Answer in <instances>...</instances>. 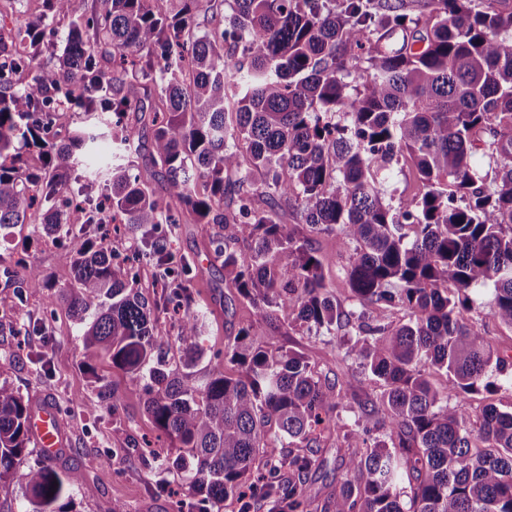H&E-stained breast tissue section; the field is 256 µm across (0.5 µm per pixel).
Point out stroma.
Wrapping results in <instances>:
<instances>
[{"instance_id":"stroma-1","label":"stroma","mask_w":512,"mask_h":512,"mask_svg":"<svg viewBox=\"0 0 512 512\" xmlns=\"http://www.w3.org/2000/svg\"><path fill=\"white\" fill-rule=\"evenodd\" d=\"M214 224H181L172 235V248L188 264L183 274L193 309L205 312L202 345L223 349L228 337L252 318L250 304L224 280V260L210 242L219 236ZM312 246L321 260L330 295L346 309L350 298L345 267L348 253L336 234H317ZM25 258L39 267L53 289L69 287L70 264L62 247L38 225L20 224L0 232V381L17 389L29 403H52L64 428L67 445L54 463L78 470L82 483L74 490L77 512H177L188 492L179 481L162 484V466L177 451L144 410L141 384L108 361L97 363L96 375L82 366L85 350L73 319L63 306H49L46 292L16 287L14 261ZM470 318L485 330L500 354L512 353V328L501 324L490 307V294L480 291ZM277 344L303 353L315 365L322 384L356 372V399L375 402L380 390L367 375L357 373L355 361L345 359L342 333H309L274 321L263 327ZM113 384L120 400L118 413L100 407L94 377ZM347 477L344 455L324 444L318 464L306 477L305 493L324 503Z\"/></svg>"}]
</instances>
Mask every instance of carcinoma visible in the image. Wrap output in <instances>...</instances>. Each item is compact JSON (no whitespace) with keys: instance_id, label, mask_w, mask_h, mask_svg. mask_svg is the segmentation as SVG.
<instances>
[{"instance_id":"cac0c4a2","label":"carcinoma","mask_w":512,"mask_h":512,"mask_svg":"<svg viewBox=\"0 0 512 512\" xmlns=\"http://www.w3.org/2000/svg\"><path fill=\"white\" fill-rule=\"evenodd\" d=\"M224 2L42 0L33 23L0 19V230L34 220L58 234L73 283L50 305L80 326L85 370L107 359L143 383L145 412L179 451L173 477L193 497L179 512L257 496L270 512H312L303 485L323 436L346 449L352 475L325 512H512V411L487 404L475 429L449 403L512 380L468 318L471 293L487 290L512 328V10L432 0L424 26L389 0H232L229 15ZM61 20L56 62H37ZM72 103L125 154L108 178L91 162L98 134L58 139ZM130 112L151 131L163 196L134 172L144 142ZM478 153L491 171L474 166ZM402 156L423 191L395 206L379 174ZM292 204L309 232L342 236L364 311L332 299L310 237L282 221ZM190 219L224 227V279L254 316L202 372L203 319L160 228ZM116 221L140 242L122 258L68 230ZM144 262L163 281L153 301L136 288ZM17 287L50 284L25 265ZM383 306L405 322L370 323L366 310ZM171 309L184 310L176 363ZM280 311L308 332L345 330L378 403L342 405L356 374L324 387L308 358L255 329ZM97 382L99 403L117 411L116 389ZM30 415L1 383L0 483L22 489L26 512H74L78 471L46 458L16 468Z\"/></svg>"}]
</instances>
